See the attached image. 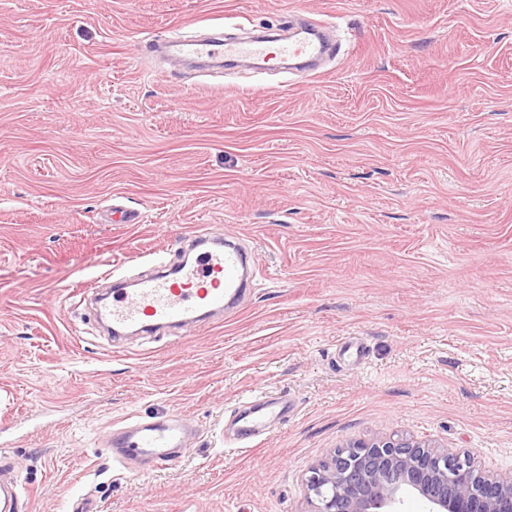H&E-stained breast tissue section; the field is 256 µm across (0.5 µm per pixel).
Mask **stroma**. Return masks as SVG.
I'll return each mask as SVG.
<instances>
[{"label":"stroma","instance_id":"obj_1","mask_svg":"<svg viewBox=\"0 0 512 512\" xmlns=\"http://www.w3.org/2000/svg\"><path fill=\"white\" fill-rule=\"evenodd\" d=\"M301 12L340 45L309 80L138 49ZM196 229L253 251L245 309L109 341L74 288ZM260 393L295 415L226 445ZM172 412L184 457L113 461V424ZM392 435L512 475V0H0V449L28 512H304L313 464Z\"/></svg>","mask_w":512,"mask_h":512}]
</instances>
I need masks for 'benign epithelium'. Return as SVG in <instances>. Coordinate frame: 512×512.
I'll use <instances>...</instances> for the list:
<instances>
[{
  "instance_id": "7a95c632",
  "label": "benign epithelium",
  "mask_w": 512,
  "mask_h": 512,
  "mask_svg": "<svg viewBox=\"0 0 512 512\" xmlns=\"http://www.w3.org/2000/svg\"><path fill=\"white\" fill-rule=\"evenodd\" d=\"M410 495L428 512H506L512 476L426 442L381 437L350 444L311 468L307 512H402Z\"/></svg>"
}]
</instances>
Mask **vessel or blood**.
Here are the masks:
<instances>
[{
    "label": "vessel or blood",
    "instance_id": "obj_1",
    "mask_svg": "<svg viewBox=\"0 0 512 512\" xmlns=\"http://www.w3.org/2000/svg\"><path fill=\"white\" fill-rule=\"evenodd\" d=\"M180 55L212 60L224 57L262 58L269 50L281 56L314 61L323 57L327 45L316 30L295 39L182 40L170 44ZM255 267L246 254L232 244L205 252L195 262L163 260L151 276L140 279L135 288H126L115 278V269L103 277L113 280L112 299L96 315L112 326L114 334L148 328H177L200 322L216 313L233 312L247 300V281ZM293 399H269L252 396L237 414V442L249 444L265 433L267 422L273 418L294 415ZM189 431L181 415L173 414L161 420L122 424L113 427L110 449L120 463L144 458L158 464L174 461L175 449L184 447ZM21 495L14 459L0 451V512H20Z\"/></svg>",
    "mask_w": 512,
    "mask_h": 512
}]
</instances>
